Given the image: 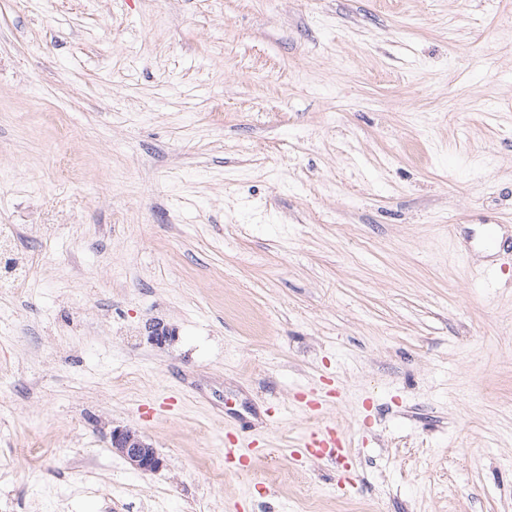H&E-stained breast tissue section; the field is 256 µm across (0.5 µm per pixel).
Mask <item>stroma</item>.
<instances>
[{
	"label": "stroma",
	"mask_w": 512,
	"mask_h": 512,
	"mask_svg": "<svg viewBox=\"0 0 512 512\" xmlns=\"http://www.w3.org/2000/svg\"><path fill=\"white\" fill-rule=\"evenodd\" d=\"M10 224L0 512H512V0H0ZM352 447V440L336 422L318 423L299 438L291 455L297 461L317 460L337 466ZM112 450L124 458L132 468L143 472L157 470L162 461L138 430L128 426L113 427L109 432Z\"/></svg>",
	"instance_id": "1"
}]
</instances>
